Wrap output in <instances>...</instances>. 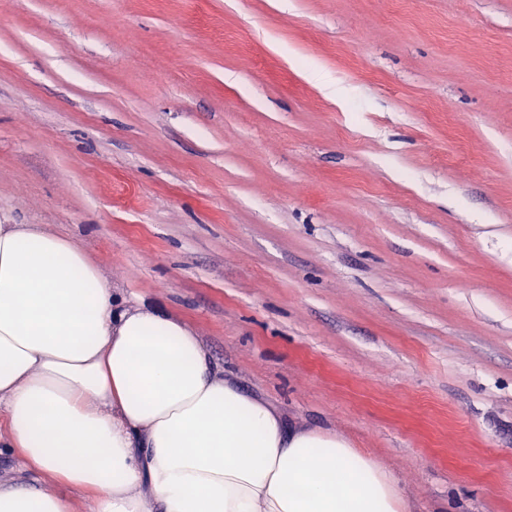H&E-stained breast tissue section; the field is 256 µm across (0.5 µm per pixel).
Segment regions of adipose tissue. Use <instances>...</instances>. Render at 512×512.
Masks as SVG:
<instances>
[{
	"label": "adipose tissue",
	"mask_w": 512,
	"mask_h": 512,
	"mask_svg": "<svg viewBox=\"0 0 512 512\" xmlns=\"http://www.w3.org/2000/svg\"><path fill=\"white\" fill-rule=\"evenodd\" d=\"M0 423L32 483L0 512H409L392 474L289 425L182 320L128 304L73 240L0 223Z\"/></svg>",
	"instance_id": "ef3b65f1"
}]
</instances>
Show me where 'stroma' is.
Here are the masks:
<instances>
[{
    "instance_id": "obj_1",
    "label": "stroma",
    "mask_w": 512,
    "mask_h": 512,
    "mask_svg": "<svg viewBox=\"0 0 512 512\" xmlns=\"http://www.w3.org/2000/svg\"><path fill=\"white\" fill-rule=\"evenodd\" d=\"M0 222L410 512H512V0H0Z\"/></svg>"
}]
</instances>
